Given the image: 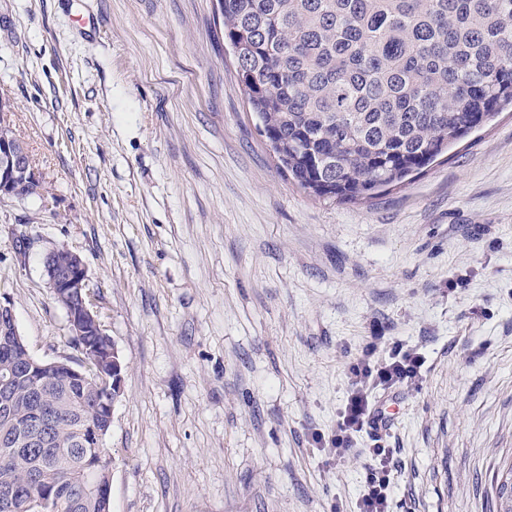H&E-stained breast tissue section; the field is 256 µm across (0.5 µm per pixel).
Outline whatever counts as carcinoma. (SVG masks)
I'll use <instances>...</instances> for the list:
<instances>
[{"mask_svg":"<svg viewBox=\"0 0 512 512\" xmlns=\"http://www.w3.org/2000/svg\"><path fill=\"white\" fill-rule=\"evenodd\" d=\"M224 40L280 167L319 198L354 202L402 183L512 104V0H217ZM0 323V492L38 496L50 512H111V470L98 465L111 423V336H72L84 377L39 380L43 364ZM11 409L9 418L1 411ZM95 415L97 430L86 426ZM8 434L20 436L13 449ZM512 512V464L497 474Z\"/></svg>","mask_w":512,"mask_h":512,"instance_id":"obj_1","label":"carcinoma"}]
</instances>
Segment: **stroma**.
<instances>
[{
	"mask_svg": "<svg viewBox=\"0 0 512 512\" xmlns=\"http://www.w3.org/2000/svg\"><path fill=\"white\" fill-rule=\"evenodd\" d=\"M94 24H85V17ZM47 201L0 198V296L73 356L43 257L84 260L123 362L112 512H358L372 436L328 447L371 338L391 512H497L512 461V111L371 199L278 166L217 0H0V97ZM422 364L417 352L404 350L400 345L386 351L379 350L375 342L365 346L360 359L350 369L348 397L337 420L336 435L330 441L337 465L352 448L356 435L385 425L382 414L378 415L377 398L415 379Z\"/></svg>",
	"mask_w": 512,
	"mask_h": 512,
	"instance_id": "35a3bbf8",
	"label": "stroma"
}]
</instances>
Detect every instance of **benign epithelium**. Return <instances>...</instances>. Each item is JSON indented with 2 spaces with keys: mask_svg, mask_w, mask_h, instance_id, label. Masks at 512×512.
Returning a JSON list of instances; mask_svg holds the SVG:
<instances>
[{
  "mask_svg": "<svg viewBox=\"0 0 512 512\" xmlns=\"http://www.w3.org/2000/svg\"><path fill=\"white\" fill-rule=\"evenodd\" d=\"M43 178L27 149L0 148V197L46 196ZM48 285L63 301L69 328L74 336H100L104 325L90 299L89 279L81 256L71 253L69 264L47 270Z\"/></svg>",
  "mask_w": 512,
  "mask_h": 512,
  "instance_id": "obj_1",
  "label": "benign epithelium"
}]
</instances>
